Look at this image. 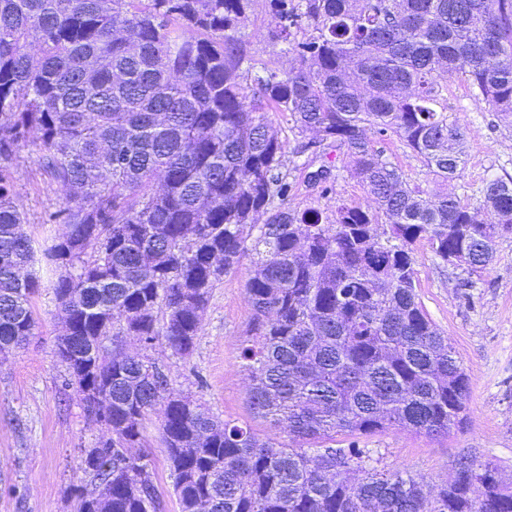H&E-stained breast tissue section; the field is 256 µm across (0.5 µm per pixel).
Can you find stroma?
Here are the masks:
<instances>
[{
  "label": "stroma",
  "mask_w": 512,
  "mask_h": 512,
  "mask_svg": "<svg viewBox=\"0 0 512 512\" xmlns=\"http://www.w3.org/2000/svg\"><path fill=\"white\" fill-rule=\"evenodd\" d=\"M247 31L252 51L270 68L292 65L291 55L270 45L263 7H256ZM446 81L448 111L468 133L465 167L446 188L466 198L490 175L512 176V126L485 101L471 97L462 76L453 74ZM35 157V146L22 148L14 176L26 216L23 230L38 239L62 234L67 227L46 221L59 208L61 193L41 174ZM415 254L422 305L470 379L467 421L440 439L396 427L359 437V445L370 450L376 469L404 470L434 488L448 482L464 456L496 463L502 480L512 484V235L500 241L490 268L473 275L440 269L427 245H417ZM251 270L250 257H243L214 289L190 358L173 355L161 340L151 355L169 368L177 389L221 419L249 424L260 436L274 434L285 443L287 430H273L269 421L252 414L249 380L238 359L251 321L245 290ZM467 278L473 287H463ZM34 309L33 336L0 356V512H74L70 491L82 477L80 451L94 447L103 432L64 385L65 369L54 353L61 321L51 288H42ZM161 417L158 409L147 417L143 449L162 495V512H179L161 445Z\"/></svg>",
  "instance_id": "stroma-1"
}]
</instances>
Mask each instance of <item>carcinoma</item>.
<instances>
[{
	"instance_id": "1",
	"label": "carcinoma",
	"mask_w": 512,
	"mask_h": 512,
	"mask_svg": "<svg viewBox=\"0 0 512 512\" xmlns=\"http://www.w3.org/2000/svg\"><path fill=\"white\" fill-rule=\"evenodd\" d=\"M255 0H0V354L33 334L42 254L68 335L65 387L108 437L81 449L76 512H161L132 452L166 400L161 442L180 512H512L498 468L432 492L370 465L336 436L463 427L469 377L417 293L414 245L481 272L512 234V176L475 202L410 183L375 143L397 138L437 182L458 177L467 133L445 76L512 121V0H265L269 39L295 65L255 58ZM313 138L291 148L271 113ZM62 193L39 248L23 231L20 148ZM345 151L317 184L324 207L288 205L323 147ZM353 179L374 206L335 183ZM483 209L493 216L479 218ZM251 325L239 359L253 412L296 447L223 422L125 352L164 338L192 355L214 288L243 255ZM97 356L76 354L70 337Z\"/></svg>"
}]
</instances>
